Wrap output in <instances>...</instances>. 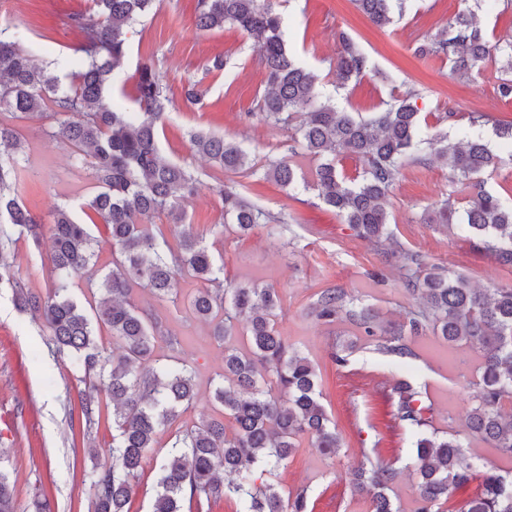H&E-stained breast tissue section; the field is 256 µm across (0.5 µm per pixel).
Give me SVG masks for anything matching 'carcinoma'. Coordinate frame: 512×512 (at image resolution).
Segmentation results:
<instances>
[{
	"mask_svg": "<svg viewBox=\"0 0 512 512\" xmlns=\"http://www.w3.org/2000/svg\"><path fill=\"white\" fill-rule=\"evenodd\" d=\"M90 2L94 18L72 16L81 38L71 46V59L79 64L66 72L37 62L17 46L8 29L0 28V288L13 289L21 310L43 321L57 353L72 365L82 384L77 392L79 433L88 434L102 401L112 402V466L93 474L90 512H129L133 479L155 448L159 432L177 422L194 398L195 370L160 351L159 342L172 343L161 319L131 299L137 284L157 300L174 303L186 277L209 284L189 300L188 308L213 325L212 336L224 346V371L212 378L219 416L177 431L161 465L151 512H185V505L203 497L233 498L236 512H307L304 492L285 496L271 477L286 466L302 435L311 436L314 448L328 458L342 448L336 424L321 402L316 369L278 331V292L255 283H224L223 262L186 229L187 215L179 202L194 192L196 178L159 152L158 128L171 100L153 64L144 62L136 69L139 111L122 112L112 102L114 74L128 54V34L155 0ZM395 2L403 0H354L378 26L391 22ZM227 24L261 46L266 86L260 111L266 120L287 129L295 113L305 112L295 128V142L320 159L310 188L359 236L379 244L390 235L387 193L399 175L401 158L423 145L466 181L470 200L460 232L501 264L512 266V208L487 191L483 179L489 169L512 165V150L503 158L481 133L472 131L455 143L445 135L419 138L420 117L410 92L392 97L369 118L357 120L337 110L322 99L317 76L289 54L284 20L271 0H198L199 28ZM340 42L336 67L345 85L363 76L370 61L348 38L342 36ZM419 51L448 58L450 75L459 80L469 78L497 53L507 55L503 70L512 71V41L489 45L472 12L457 15L448 27L426 38ZM44 110L56 117L49 136L70 148L76 164L97 184L98 192L82 208L109 231L111 268L102 276L88 225L76 221L64 206L46 218L37 215L16 192L25 159L15 121L38 118ZM190 143L195 153L225 172L257 173L240 144L223 136L197 131ZM339 154L363 162L360 178L342 174L336 164ZM260 178L284 189L296 183L294 168L285 158L269 162ZM216 191L224 220L241 233L260 224L285 223V218L263 211L222 183ZM161 212L168 214L169 227L179 238L176 251L168 247L163 233L144 223ZM435 214L433 223L453 227L450 199L440 202ZM46 231L52 240L49 261L56 285L42 296L15 279L10 267L13 244L24 237L37 245ZM398 257L407 271L405 287L423 305L398 329H387L373 308L355 302L339 287L319 291L311 303L312 314L325 324L348 320L370 337L375 351L399 358L415 356L413 339L427 329L450 345H477L484 361L467 428L512 459V415L501 412L504 403H512V285L480 289L462 273L427 267L416 252L402 249ZM82 274L92 293L88 310L68 288L69 280ZM241 319L246 320L250 343L246 353L226 345ZM104 332L117 349L103 345ZM271 381L284 398L266 390ZM393 392L395 418L416 436V512H440L439 505L472 477L462 462L464 443L439 435L432 405L412 385L399 381ZM397 476L393 467L365 457L357 480L373 492L372 512H399L388 495ZM0 512H15L13 487L1 472ZM460 512H512V474L484 473L480 493Z\"/></svg>",
	"mask_w": 512,
	"mask_h": 512,
	"instance_id": "obj_1",
	"label": "carcinoma"
}]
</instances>
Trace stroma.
I'll list each match as a JSON object with an SVG mask.
<instances>
[{
    "instance_id": "obj_1",
    "label": "stroma",
    "mask_w": 512,
    "mask_h": 512,
    "mask_svg": "<svg viewBox=\"0 0 512 512\" xmlns=\"http://www.w3.org/2000/svg\"><path fill=\"white\" fill-rule=\"evenodd\" d=\"M196 5L197 0H155L130 35L119 103L134 111L136 66L152 62L172 98L159 132V149L199 180L196 193L181 202L189 224L223 259L226 281L278 290L283 304L278 330L317 370L322 402L337 424L343 448L330 460L313 448L309 437L298 438L276 477L282 492H305L308 512H371L370 493L354 485V473L368 456L398 469L389 496L400 512H414L419 487L409 467L413 437L394 418L392 392L395 382L404 379L431 403L438 430L470 443L466 461L477 475L452 492L446 504L448 512H459L480 490L481 472L512 468L497 449L470 440L465 426L483 362L480 349L448 345L428 330L414 341L415 357L381 355L356 326L343 320L322 324L310 305L317 292L338 286L372 306L384 320L396 326L404 323L420 303L403 285L404 272L394 255L400 247L419 253L426 265L466 274L478 288L511 285L512 267L501 265L493 253L474 246L459 231L433 224L436 202L454 198L461 214L469 200L457 176L435 157L414 151L404 157L386 198L393 238L375 246L344 224L315 190L289 192L271 182H257L245 172L221 171L195 155L188 133L201 129L241 143L259 168L288 156L298 178L308 179L317 164L309 155L292 154L290 132L267 125L257 114L265 88L258 46L233 26L197 29ZM89 6V0H0V27L15 33L19 47L38 61H50L68 55L79 38L71 17L88 12ZM273 7L286 20L290 52L319 75L322 93L332 97L338 109L365 118L384 101L410 90L423 133L457 138L469 129L472 115L481 113L487 121L480 132L490 148L501 155L512 150L495 134L496 123L512 121V97H502L498 90L504 76L501 61L490 60L469 80L460 81L450 77L446 58L417 52L424 37L446 27L457 13L473 9L474 0H409L405 11L394 14L392 24L384 27L370 22L353 0H273ZM343 35L369 58L372 68L342 87L335 62ZM218 56L226 62L220 70L211 66ZM190 83L200 91L202 105L185 102L183 90ZM54 126L49 114L18 123L25 167L16 190L29 209L44 216L58 205L78 210L97 191L89 172L78 169L69 149L51 138ZM220 182L267 211L285 214L287 224L275 235L262 225L245 236L229 226L214 233V225L224 221L215 191ZM49 247L46 238L37 246L24 238L14 246L13 277L40 294L54 285ZM200 286L194 279L181 281L182 300L177 304L156 300L139 287L132 292L138 306L161 318L177 336L180 358L197 372L195 398L181 417L189 425L212 415L211 379L224 365V349L211 337L209 325L184 305ZM342 342L355 346L344 368L331 359L335 345ZM76 395L67 358L54 354L46 330L20 310L12 289L0 288V471L13 485L16 512H34L37 499L45 501L47 512H89L90 476L112 463V411L103 409L99 425L91 429L98 455L90 457L83 445L72 442L70 413ZM175 434L172 427L159 434L134 481L129 512H150L160 461Z\"/></svg>"
}]
</instances>
